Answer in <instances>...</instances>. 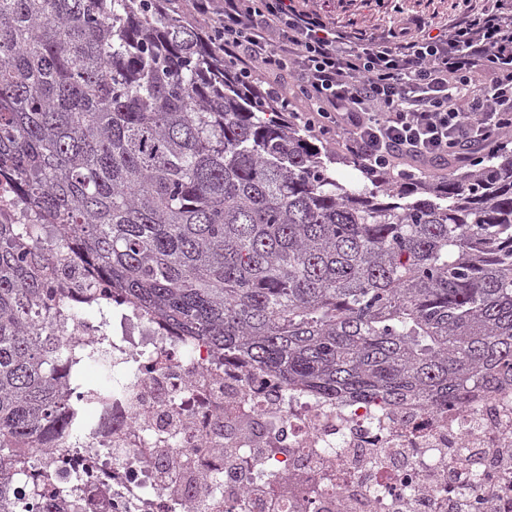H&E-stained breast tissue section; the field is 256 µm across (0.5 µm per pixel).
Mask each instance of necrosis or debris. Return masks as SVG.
Returning <instances> with one entry per match:
<instances>
[{"label": "necrosis or debris", "instance_id": "necrosis-or-debris-1", "mask_svg": "<svg viewBox=\"0 0 512 512\" xmlns=\"http://www.w3.org/2000/svg\"><path fill=\"white\" fill-rule=\"evenodd\" d=\"M56 281L55 314L96 291V316L68 323L63 344L111 342L113 366L137 374L16 483L84 512H512V382L448 408L336 404L134 316L78 252ZM478 456L486 475L465 503Z\"/></svg>", "mask_w": 512, "mask_h": 512}]
</instances>
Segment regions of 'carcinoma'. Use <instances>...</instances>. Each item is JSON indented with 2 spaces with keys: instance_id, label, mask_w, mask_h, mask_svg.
<instances>
[{
  "instance_id": "cac0c4a2",
  "label": "carcinoma",
  "mask_w": 512,
  "mask_h": 512,
  "mask_svg": "<svg viewBox=\"0 0 512 512\" xmlns=\"http://www.w3.org/2000/svg\"><path fill=\"white\" fill-rule=\"evenodd\" d=\"M288 108L161 0H0V170L34 224L0 223V512L79 431L43 305L72 245L136 309L338 402L464 404L512 380V151L433 180L347 187ZM70 232L56 239L54 226Z\"/></svg>"
}]
</instances>
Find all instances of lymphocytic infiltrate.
Wrapping results in <instances>:
<instances>
[{
  "label": "lymphocytic infiltrate",
  "instance_id": "lymphocytic-infiltrate-1",
  "mask_svg": "<svg viewBox=\"0 0 512 512\" xmlns=\"http://www.w3.org/2000/svg\"><path fill=\"white\" fill-rule=\"evenodd\" d=\"M242 77L271 98L305 93L311 136L372 170L410 179L512 136V0H482L452 22L399 19L385 36L336 26L309 0H189Z\"/></svg>",
  "mask_w": 512,
  "mask_h": 512
}]
</instances>
